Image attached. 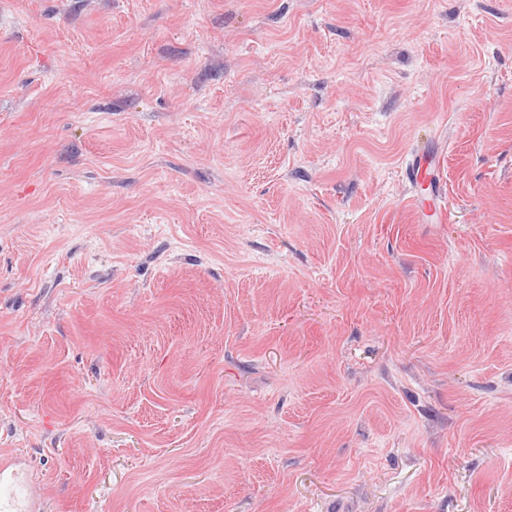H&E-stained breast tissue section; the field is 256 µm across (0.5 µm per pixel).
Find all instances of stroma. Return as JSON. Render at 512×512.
Here are the masks:
<instances>
[{"mask_svg":"<svg viewBox=\"0 0 512 512\" xmlns=\"http://www.w3.org/2000/svg\"><path fill=\"white\" fill-rule=\"evenodd\" d=\"M1 452L41 512H512V0H0ZM436 160L434 152L429 149L418 147L407 163V169L410 167L415 180L425 177L426 173L432 168Z\"/></svg>","mask_w":512,"mask_h":512,"instance_id":"35a3bbf8","label":"stroma"}]
</instances>
